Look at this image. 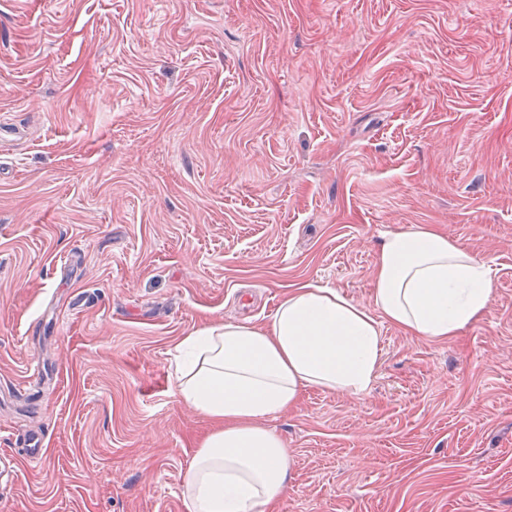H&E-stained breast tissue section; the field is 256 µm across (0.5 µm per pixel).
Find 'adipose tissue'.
<instances>
[{
    "label": "adipose tissue",
    "mask_w": 512,
    "mask_h": 512,
    "mask_svg": "<svg viewBox=\"0 0 512 512\" xmlns=\"http://www.w3.org/2000/svg\"><path fill=\"white\" fill-rule=\"evenodd\" d=\"M491 269L456 239L418 225L381 240L370 306L304 283L271 322H224L184 336L175 395L209 421L184 475L188 512H273L292 458L263 418L297 407L306 389L363 395L380 366L384 317L409 335L445 340L486 311Z\"/></svg>",
    "instance_id": "obj_1"
}]
</instances>
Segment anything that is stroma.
Wrapping results in <instances>:
<instances>
[{
  "instance_id": "1",
  "label": "stroma",
  "mask_w": 512,
  "mask_h": 512,
  "mask_svg": "<svg viewBox=\"0 0 512 512\" xmlns=\"http://www.w3.org/2000/svg\"><path fill=\"white\" fill-rule=\"evenodd\" d=\"M417 224L489 305L379 320L368 394L264 419L279 512H512V0H0V512H187L181 338L305 282L369 305Z\"/></svg>"
}]
</instances>
